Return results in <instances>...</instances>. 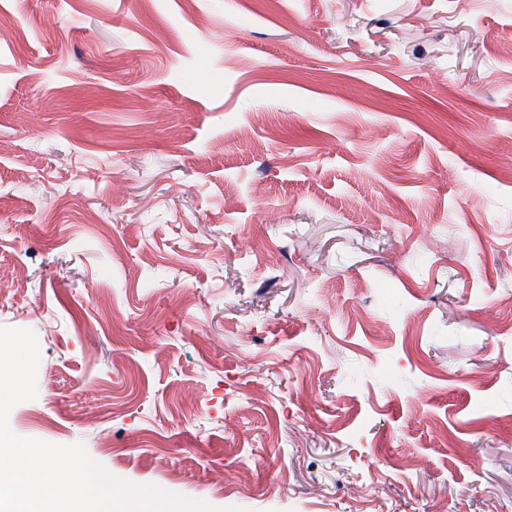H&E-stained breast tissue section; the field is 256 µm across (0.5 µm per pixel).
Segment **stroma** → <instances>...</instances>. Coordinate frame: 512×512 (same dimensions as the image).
Listing matches in <instances>:
<instances>
[{
	"label": "stroma",
	"mask_w": 512,
	"mask_h": 512,
	"mask_svg": "<svg viewBox=\"0 0 512 512\" xmlns=\"http://www.w3.org/2000/svg\"><path fill=\"white\" fill-rule=\"evenodd\" d=\"M9 425L227 512H512V0H0Z\"/></svg>",
	"instance_id": "1"
}]
</instances>
